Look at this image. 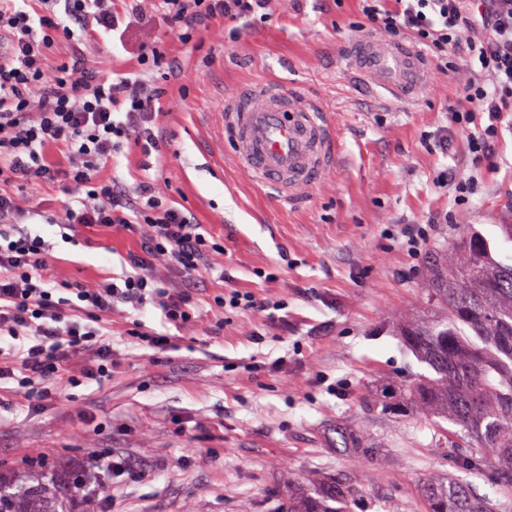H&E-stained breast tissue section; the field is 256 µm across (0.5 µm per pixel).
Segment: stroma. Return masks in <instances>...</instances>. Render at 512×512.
I'll list each match as a JSON object with an SVG mask.
<instances>
[{
    "label": "stroma",
    "instance_id": "35a3bbf8",
    "mask_svg": "<svg viewBox=\"0 0 512 512\" xmlns=\"http://www.w3.org/2000/svg\"><path fill=\"white\" fill-rule=\"evenodd\" d=\"M269 19L226 22L197 40L180 81L170 84L157 133L166 163L143 169L136 146L104 167L128 193L148 180L224 240L210 275L186 279L166 258L153 270L170 292H189L192 318L165 351L129 336L141 323L160 328V311L112 314V365L94 380H51L52 395L32 408L0 384V466L89 465L105 448L138 470L77 502L78 512H276L289 484L350 467L336 451V429L364 430L376 451L354 493L364 512H427L419 479L451 465L435 446L430 421L373 409L386 385L428 368L403 344L400 327L427 312L421 288L453 237L474 224L487 236L512 216V130L498 153L474 170L464 133L448 152L429 145L447 123L469 73L430 68L425 88L402 105L377 94L338 58L362 37L357 0H269ZM143 42L169 45L160 23L125 43L100 35L87 55L105 73L137 66ZM276 84L316 99L341 144L335 168L302 208L279 204L236 162L222 120L233 97ZM477 176L481 190L459 207L437 186L442 167ZM445 212L425 251L400 246L395 226ZM49 260L54 281L94 287L120 273L138 237L84 228ZM272 278H261L264 270ZM283 302L277 319L225 313L213 298L228 287ZM262 343H255V335Z\"/></svg>",
    "mask_w": 512,
    "mask_h": 512
}]
</instances>
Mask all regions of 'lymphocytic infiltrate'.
I'll use <instances>...</instances> for the list:
<instances>
[{
	"label": "lymphocytic infiltrate",
	"instance_id": "f902f5d3",
	"mask_svg": "<svg viewBox=\"0 0 512 512\" xmlns=\"http://www.w3.org/2000/svg\"><path fill=\"white\" fill-rule=\"evenodd\" d=\"M168 32L182 47L218 20L256 17L268 0H152ZM363 26L389 38L412 37L440 70L462 65L470 78L451 112L448 130L436 143L448 147L449 130L468 133L474 165L496 154L504 128H512V0H358ZM143 17L141 0H126L123 12L112 0H0V380L32 405L49 394L46 386L79 362L84 379L94 380L112 362L105 339L106 318L118 305L144 309L163 297L161 323H185L190 312L182 296H165L151 272L153 255L168 256L184 274H198L204 260L224 244L202 231L177 206L143 183L128 194L119 180H98L100 168L133 141L160 149L152 126L167 90L152 77L166 67L169 79L181 72L178 58L160 48L143 49L134 72L103 76L83 57L57 63L49 57L60 41L103 31L124 38ZM56 147L66 160L45 158ZM43 185L78 196V206L50 215L60 241H78V227L103 226L144 232L140 253L130 255L122 274L87 288L71 282L54 287L46 266L55 243L21 231V221L40 217L21 211L16 193Z\"/></svg>",
	"mask_w": 512,
	"mask_h": 512
}]
</instances>
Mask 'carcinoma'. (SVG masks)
Masks as SVG:
<instances>
[{
  "mask_svg": "<svg viewBox=\"0 0 512 512\" xmlns=\"http://www.w3.org/2000/svg\"><path fill=\"white\" fill-rule=\"evenodd\" d=\"M493 238L474 224L455 225V240L432 267L426 304L438 312L431 321L408 323L403 342L430 374L403 388L384 389L381 412H410L447 421L458 430L437 434L438 449L460 472L491 471L512 507V263L502 246L512 243V224L496 225ZM336 447L352 455V468L288 488L279 512H351V486L369 455L363 436L337 428ZM87 482L81 468L17 473L0 468V512H74ZM428 512H499L475 498L466 481L423 475Z\"/></svg>",
  "mask_w": 512,
  "mask_h": 512,
  "instance_id": "1",
  "label": "carcinoma"
}]
</instances>
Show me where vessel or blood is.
Returning a JSON list of instances; mask_svg holds the SVG:
<instances>
[{
  "label": "vessel or blood",
  "mask_w": 512,
  "mask_h": 512,
  "mask_svg": "<svg viewBox=\"0 0 512 512\" xmlns=\"http://www.w3.org/2000/svg\"><path fill=\"white\" fill-rule=\"evenodd\" d=\"M346 63L400 100L414 99L427 80L423 51L405 41L356 39ZM224 127L238 165L291 208L309 201L318 177L338 158V138L319 105L278 85L233 98Z\"/></svg>",
  "instance_id": "1"
}]
</instances>
